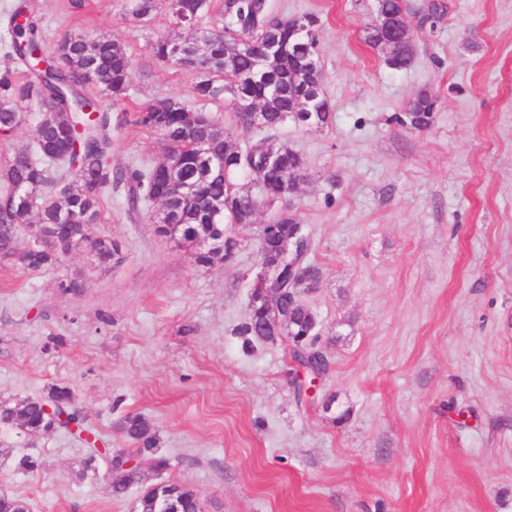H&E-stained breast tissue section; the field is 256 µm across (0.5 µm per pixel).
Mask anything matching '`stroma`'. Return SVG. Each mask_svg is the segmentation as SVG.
I'll return each mask as SVG.
<instances>
[{"label": "stroma", "mask_w": 512, "mask_h": 512, "mask_svg": "<svg viewBox=\"0 0 512 512\" xmlns=\"http://www.w3.org/2000/svg\"><path fill=\"white\" fill-rule=\"evenodd\" d=\"M405 3L414 59L397 71L365 40L376 0H273L278 16L319 17L334 113L277 130L309 173L290 212L322 272L299 294L331 360L314 396L295 400L287 337L247 347L235 333L275 208L233 226V260L204 267L115 192L97 230L119 261L84 248L40 273L0 262V400L66 384L104 447H127L119 425L139 414L170 466L142 462L116 497L69 431L0 425V495L28 512H134L163 478L194 489L202 512H512V0ZM38 4L48 46L77 33L126 45L123 110L168 96L202 108L196 73L148 50L164 16L139 23L126 0ZM422 90L438 110L418 132L398 118ZM162 151L144 129L112 130L113 163ZM70 278L80 291L59 289ZM24 456L34 469L18 468Z\"/></svg>", "instance_id": "stroma-1"}]
</instances>
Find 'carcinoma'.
Instances as JSON below:
<instances>
[{
	"instance_id": "cac0c4a2",
	"label": "carcinoma",
	"mask_w": 512,
	"mask_h": 512,
	"mask_svg": "<svg viewBox=\"0 0 512 512\" xmlns=\"http://www.w3.org/2000/svg\"><path fill=\"white\" fill-rule=\"evenodd\" d=\"M210 9L209 0H130L129 13L147 23L157 14L166 16L176 30L193 29ZM318 18L306 14L282 19L267 0H224L216 27L193 39L168 35L149 43L153 56L174 67L185 68L199 58V81L193 96L205 106L229 92L234 116L245 123V109L261 112L269 135L241 150L231 143L224 125L208 115L186 110L176 97L157 99L133 113L112 116L100 98L118 105L130 88L133 62L127 47L101 34L94 38L70 35L58 43L53 55L45 52V35L37 0H17L0 35V48L10 65L0 71V134H8L37 109L44 117L35 128L36 155L22 160L17 152L0 163V250L11 251V262L28 272H42L62 265L81 248L94 253L100 263L118 250L112 241L94 233L106 191L123 188L127 215L139 219L150 203L158 209L149 220L162 234L184 248L197 265L229 260L237 248L226 234L228 224H252L259 209L281 202L297 190L296 180L308 177L303 156L271 132L287 120L324 128L332 119L325 97L318 56ZM409 35L403 0H378L376 17L366 27L365 40L387 49L388 43ZM270 39L283 53L263 55L260 47ZM24 75V80L17 75ZM436 98L426 90L410 101L399 123L421 131L430 126ZM129 122L162 139L164 151L149 165H114L110 161L112 122ZM77 173L69 181L57 169L61 156ZM259 174L256 191L234 182L236 174ZM296 223L288 210L260 230L268 262L281 261L280 243L288 225ZM40 225L51 241L31 249L17 241L22 225ZM312 311L298 301L271 300L260 288L251 292L247 318L236 329L247 345L288 336L291 359L313 372H327L330 360L316 339L306 340ZM43 400L55 403L57 414L81 426L82 417L72 409V390L54 384ZM21 424L28 434L48 432L50 417L40 399L0 402V424ZM123 436L135 447L112 453L107 475L116 497L138 482V470L127 462L151 455L152 467L163 471L169 461L155 454L156 437L140 415H128L120 424ZM136 512H201L196 492L178 483L146 487Z\"/></svg>"
}]
</instances>
